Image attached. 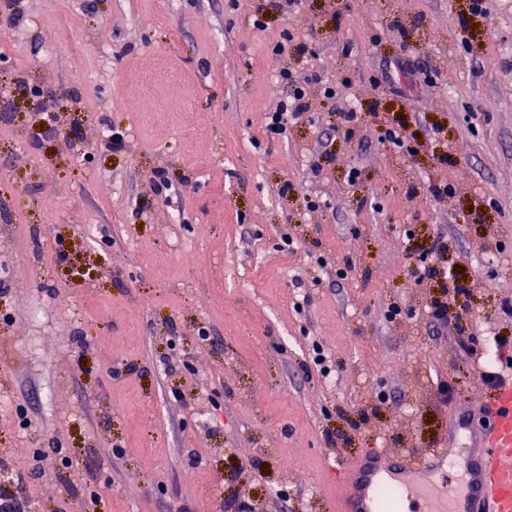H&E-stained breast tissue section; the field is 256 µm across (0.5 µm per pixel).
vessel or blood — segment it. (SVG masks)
<instances>
[{"label": "vessel or blood", "instance_id": "obj_1", "mask_svg": "<svg viewBox=\"0 0 512 512\" xmlns=\"http://www.w3.org/2000/svg\"><path fill=\"white\" fill-rule=\"evenodd\" d=\"M472 465L462 486L438 493L433 478L449 451L436 448L430 459L391 458L371 450L345 471L347 485L340 512H377L368 489L393 470L417 475V498L424 512H512V372L500 375L492 398V420L469 450Z\"/></svg>", "mask_w": 512, "mask_h": 512}]
</instances>
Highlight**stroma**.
<instances>
[{"label":"stroma","instance_id":"1","mask_svg":"<svg viewBox=\"0 0 512 512\" xmlns=\"http://www.w3.org/2000/svg\"><path fill=\"white\" fill-rule=\"evenodd\" d=\"M262 2L19 0L0 28V462L73 461L24 473L32 512H85L92 490L102 512H338L364 450L463 448L490 420L479 375L512 359V0L474 28L469 0H303L260 30ZM400 58L428 74L375 84ZM283 69L336 98L271 136ZM33 86L83 151L25 109ZM337 100L365 115L352 134ZM397 122L412 152L379 142ZM112 126L125 152L100 150ZM439 236L470 355L432 331L438 282L410 276Z\"/></svg>","mask_w":512,"mask_h":512}]
</instances>
